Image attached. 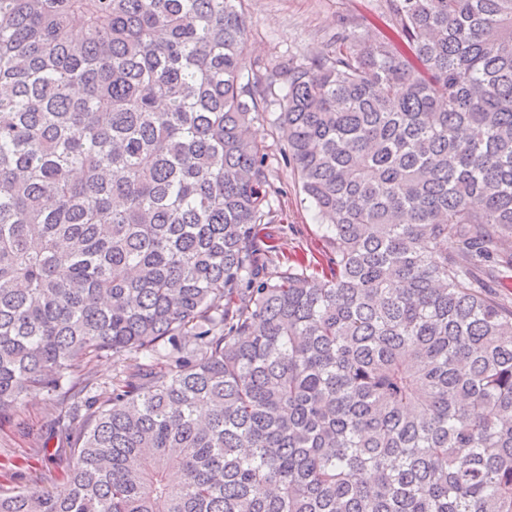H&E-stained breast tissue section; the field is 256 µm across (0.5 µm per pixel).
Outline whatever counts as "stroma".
<instances>
[{"label": "stroma", "instance_id": "stroma-1", "mask_svg": "<svg viewBox=\"0 0 512 512\" xmlns=\"http://www.w3.org/2000/svg\"><path fill=\"white\" fill-rule=\"evenodd\" d=\"M388 28L385 0H249L246 25L256 58L273 67L289 58L327 51L342 23ZM253 131L268 147L275 183L281 189L272 232L280 262L318 260L323 256L326 229L303 203L297 179L283 161L271 116L256 120ZM68 402L46 392H29L18 416L0 421V492L51 489L72 467V449L86 419L74 414L71 431L57 427V416L69 412Z\"/></svg>", "mask_w": 512, "mask_h": 512}]
</instances>
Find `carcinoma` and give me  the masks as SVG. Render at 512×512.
Segmentation results:
<instances>
[{"mask_svg":"<svg viewBox=\"0 0 512 512\" xmlns=\"http://www.w3.org/2000/svg\"><path fill=\"white\" fill-rule=\"evenodd\" d=\"M387 2L268 68L246 0H0V419L88 411L0 512H512V0ZM273 106L321 280L265 233ZM122 364V360H113L112 356L108 358L94 360L93 362L90 363V375L93 381L97 384V386H100V388H97V390L98 393L103 392L101 397L106 396V393L111 391L112 378L115 377L118 371L122 368Z\"/></svg>","mask_w":512,"mask_h":512,"instance_id":"carcinoma-1","label":"carcinoma"}]
</instances>
